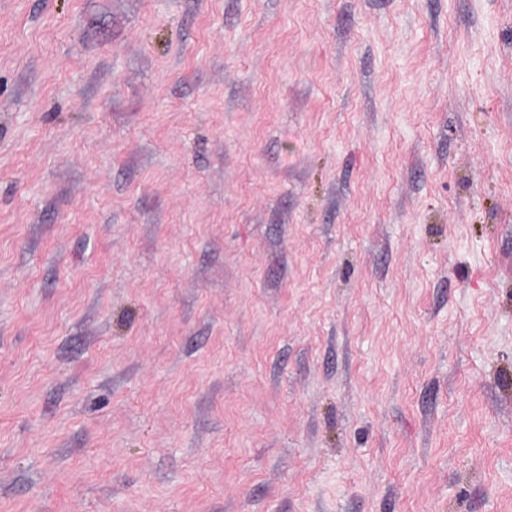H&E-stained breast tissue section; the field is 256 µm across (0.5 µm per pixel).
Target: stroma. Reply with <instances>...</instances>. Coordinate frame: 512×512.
Returning a JSON list of instances; mask_svg holds the SVG:
<instances>
[{
    "label": "stroma",
    "instance_id": "35a3bbf8",
    "mask_svg": "<svg viewBox=\"0 0 512 512\" xmlns=\"http://www.w3.org/2000/svg\"><path fill=\"white\" fill-rule=\"evenodd\" d=\"M0 512H512V0H0Z\"/></svg>",
    "mask_w": 512,
    "mask_h": 512
}]
</instances>
